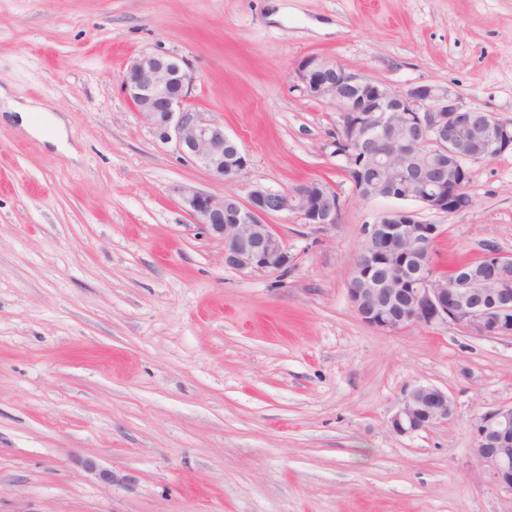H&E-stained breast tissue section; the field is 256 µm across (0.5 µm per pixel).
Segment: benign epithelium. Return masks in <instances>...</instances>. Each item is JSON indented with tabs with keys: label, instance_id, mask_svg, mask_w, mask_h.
<instances>
[{
	"label": "benign epithelium",
	"instance_id": "7a95c632",
	"mask_svg": "<svg viewBox=\"0 0 512 512\" xmlns=\"http://www.w3.org/2000/svg\"><path fill=\"white\" fill-rule=\"evenodd\" d=\"M295 78L313 99L338 112L341 135L335 146L343 169L378 179L360 187L364 197L412 201L424 210L454 214L467 210L470 165L489 161L512 149V121L469 106L449 86L420 84L395 92L375 79L340 63L308 57ZM195 76L183 58L142 54L121 77V87L150 132L164 143H175L182 157L219 181H230L247 166L240 144L224 132V124L204 120L189 107ZM435 154L448 162V176L429 177L409 169L413 155ZM182 210L196 224L224 241V264L236 271L277 273L288 269L293 256L286 241L262 219L291 213L306 224L336 223V185L311 180L287 191L255 188L243 200L216 197L191 185L176 188ZM365 238L385 244L376 253L389 262L393 279L373 274L371 264L354 265L348 282L349 301L365 324L384 332L410 326L453 324L481 337H512V287L491 272L476 282L457 270L446 284L425 268L408 270L406 261L435 236L410 208L389 211L364 229ZM408 299L399 316L396 298ZM448 393L433 385L405 391L388 420L396 435H410L453 415ZM471 453L492 472L496 482L512 488V405L482 414L474 424Z\"/></svg>",
	"mask_w": 512,
	"mask_h": 512
}]
</instances>
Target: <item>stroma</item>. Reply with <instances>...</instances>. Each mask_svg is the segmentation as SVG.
<instances>
[{"mask_svg":"<svg viewBox=\"0 0 512 512\" xmlns=\"http://www.w3.org/2000/svg\"><path fill=\"white\" fill-rule=\"evenodd\" d=\"M143 53L187 61L191 108L247 154L235 180L141 122L120 76ZM315 55L512 120V0H0V98L67 133L58 150L0 111V512H512L471 453L479 415L512 404V337L355 314L364 228L398 203L343 172L336 110L293 78ZM312 179L338 220L268 216L294 257L277 274L227 268L175 192ZM468 190L467 211L422 214L438 270L512 256V151ZM419 384L453 415L390 433Z\"/></svg>","mask_w":512,"mask_h":512,"instance_id":"35a3bbf8","label":"stroma"}]
</instances>
